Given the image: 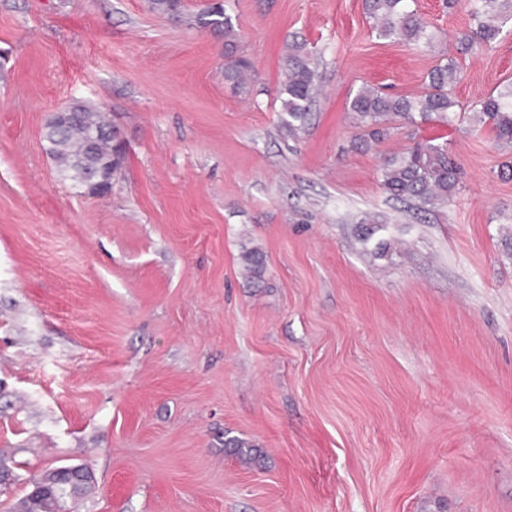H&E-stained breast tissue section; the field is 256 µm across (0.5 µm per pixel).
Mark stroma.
I'll list each match as a JSON object with an SVG mask.
<instances>
[{
	"label": "stroma",
	"mask_w": 512,
	"mask_h": 512,
	"mask_svg": "<svg viewBox=\"0 0 512 512\" xmlns=\"http://www.w3.org/2000/svg\"><path fill=\"white\" fill-rule=\"evenodd\" d=\"M204 6L0 0V512L62 464L95 476L78 512H512L507 156L460 115L365 146L348 110L364 85L422 93L465 9L417 0L426 52L378 38L363 0H224L228 37ZM296 38L323 94L295 136ZM461 69L463 104L512 79V32ZM76 98L126 145L103 197L45 150ZM433 138L462 188L416 219L380 168ZM368 214L390 256L360 241ZM318 62L308 43L294 39L288 43L282 63V124L296 135L304 128L319 92Z\"/></svg>",
	"instance_id": "35a3bbf8"
}]
</instances>
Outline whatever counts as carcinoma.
Instances as JSON below:
<instances>
[{
	"instance_id": "carcinoma-1",
	"label": "carcinoma",
	"mask_w": 512,
	"mask_h": 512,
	"mask_svg": "<svg viewBox=\"0 0 512 512\" xmlns=\"http://www.w3.org/2000/svg\"><path fill=\"white\" fill-rule=\"evenodd\" d=\"M470 23L454 36L456 56L440 61L427 75L424 91L416 96L393 95L372 86L361 87L349 100L348 111L355 114L358 124L368 129L374 140L388 136L394 122L409 127L418 123L439 121L450 123L451 114L462 111L453 90L461 79L460 59L482 47L496 44L507 25L512 24V0H465ZM373 29L378 37L431 50L439 42L436 32L421 17L415 0H364ZM197 23L222 28L231 33L224 11H214L197 17ZM249 64L244 60L224 67V80L235 86H245ZM319 92L318 62L308 43L293 40L288 43L282 63V124L288 132L297 134L304 128L312 104ZM69 110L78 114L69 128H55L48 123V152L60 177L84 186L102 167L110 154L108 140L101 136L90 142L88 134L109 126L102 112L83 101H75ZM472 119L487 124L496 132L501 146L512 148V82L497 88L487 97L468 107ZM459 168L448 153V144L432 140L418 142L404 152L384 158L381 175L386 192L394 199L409 203L422 211L448 202L459 186ZM382 228L370 215L360 221L359 237L369 241Z\"/></svg>"
}]
</instances>
